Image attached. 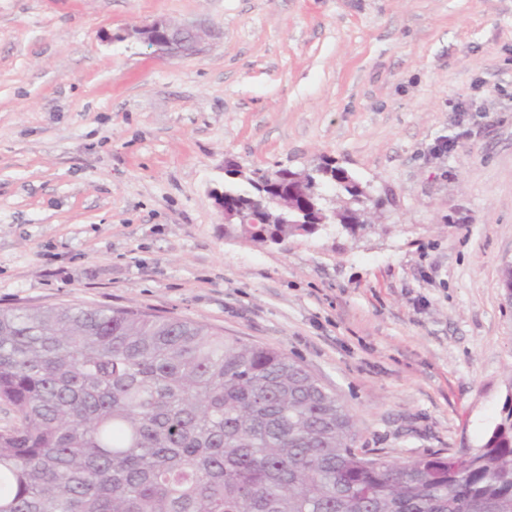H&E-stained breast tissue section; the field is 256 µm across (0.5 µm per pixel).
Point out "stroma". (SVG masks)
<instances>
[{"instance_id":"stroma-1","label":"stroma","mask_w":512,"mask_h":512,"mask_svg":"<svg viewBox=\"0 0 512 512\" xmlns=\"http://www.w3.org/2000/svg\"><path fill=\"white\" fill-rule=\"evenodd\" d=\"M197 29L175 58L133 36ZM384 205L260 246L224 164ZM512 0H0V308L134 306L288 354L396 460L512 398Z\"/></svg>"}]
</instances>
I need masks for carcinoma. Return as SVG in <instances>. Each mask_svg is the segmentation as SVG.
<instances>
[{"instance_id":"cac0c4a2","label":"carcinoma","mask_w":512,"mask_h":512,"mask_svg":"<svg viewBox=\"0 0 512 512\" xmlns=\"http://www.w3.org/2000/svg\"><path fill=\"white\" fill-rule=\"evenodd\" d=\"M248 211L296 183L299 216L232 225L264 243L352 232L379 202L345 168L256 169ZM335 188V199L320 196ZM0 512H512V409L482 446L404 462L355 446L336 395L285 352L134 307L0 308Z\"/></svg>"}]
</instances>
